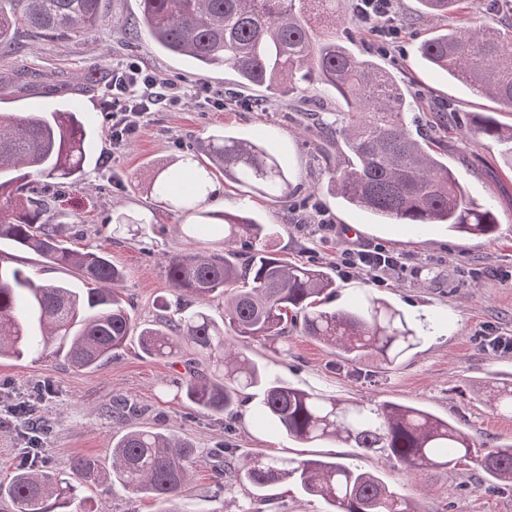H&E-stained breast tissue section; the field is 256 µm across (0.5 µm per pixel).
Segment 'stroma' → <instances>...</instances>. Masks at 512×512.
Segmentation results:
<instances>
[{
    "label": "stroma",
    "instance_id": "stroma-1",
    "mask_svg": "<svg viewBox=\"0 0 512 512\" xmlns=\"http://www.w3.org/2000/svg\"><path fill=\"white\" fill-rule=\"evenodd\" d=\"M105 3L120 23L104 32L72 40L15 37L13 54L0 59V112H46L75 104L97 116L91 163L62 191L48 195L44 219L57 225L69 246L106 252L123 267L137 327L159 320L154 300L170 290L162 263L182 250L183 227L194 221L193 215L154 205L146 186L163 164L199 147L213 131L232 130L266 144L287 168L292 192L288 201L275 202L244 193L218 175L212 181L213 207L244 208L263 223L279 225L270 249L291 263L332 271L345 247L386 246L400 261L389 271L386 286L374 285L364 274L337 277L329 307L358 303L371 294L431 326L421 347L387 369L371 359L343 361L334 349L293 331L273 342L251 343L246 354L315 394L424 408L451 419L479 446L512 441V416L496 414L486 402L499 383L512 381V351L487 348L476 339L483 331L512 336V171L504 166L498 145L475 146L464 137L472 115L488 113L512 125V112L430 69L415 53L417 43L432 33L467 25L480 0H469L467 10L448 16L422 12L418 0H398L402 38L381 61L409 94L421 97L423 109L416 117L434 140L447 145L444 161L460 174L468 194L494 206L498 229L479 238L460 237L443 225L377 224L344 206L318 152L315 113L301 111L299 100L289 98L275 99L261 111L245 108L251 92L237 86L233 72H201L159 53L149 41H135L127 24L139 15V0ZM132 62L178 83L185 97L149 114L138 134L117 146L108 88L113 70ZM202 87L211 104L197 103ZM443 104L450 108L444 127L434 121ZM119 212L145 217L141 234L114 235ZM323 212L333 222L331 229L319 223ZM190 360L187 353L148 357L134 335L109 363L93 370L75 369L52 356L1 359L0 482H9L20 466L31 424L45 430L47 473L69 477L74 460L85 455L110 468L117 431L112 403L126 398L136 405L128 426L164 429L188 439L198 452L184 491L191 512H327L322 499L303 496L290 483L262 495L231 479L216 483L212 455L224 446L242 454L326 460L348 458L353 451L334 442L309 447L288 440L258 425L248 412L226 425L192 407L175 385L186 376ZM22 401L32 405L26 423L6 411ZM361 465L413 499L420 512H512V488L489 490L485 474L471 460L416 477L379 456L362 459ZM83 495L87 512H160L156 501L105 483L85 487Z\"/></svg>",
    "mask_w": 512,
    "mask_h": 512
}]
</instances>
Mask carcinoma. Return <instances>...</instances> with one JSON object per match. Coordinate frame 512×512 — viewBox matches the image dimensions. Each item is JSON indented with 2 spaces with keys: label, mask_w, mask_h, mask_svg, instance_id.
Listing matches in <instances>:
<instances>
[{
  "label": "carcinoma",
  "mask_w": 512,
  "mask_h": 512,
  "mask_svg": "<svg viewBox=\"0 0 512 512\" xmlns=\"http://www.w3.org/2000/svg\"><path fill=\"white\" fill-rule=\"evenodd\" d=\"M431 13L457 12L462 0H419ZM133 31L155 46L188 57L203 69L234 71L245 88L259 87L288 97L321 85L336 92L345 109L341 124L327 134L343 140L350 156L328 167L334 193L381 224H446L461 236L489 237L498 219L493 207L472 199L455 172L438 159L428 136L413 134L405 113L413 111L397 77L373 57L356 55L336 33L315 28V13L336 26L344 0H140ZM119 25L103 0H0V57L12 53L21 30L46 38H81ZM416 51L435 69L512 111V24L491 19L454 27L422 40ZM93 117L77 109L0 113V242L30 251L47 268L72 279H36L18 267L0 265V359L16 360L52 350L76 369H96L112 360L134 329L124 294V272L103 252L79 251L43 222L48 189L83 171L95 130ZM468 140L493 141L512 170V128L490 114L471 120ZM208 164L173 170L164 166L147 192L178 211L200 218L186 225L182 252L170 256L163 273L178 318L139 332L144 353L175 355L192 345L212 369L194 371L177 384L194 407L233 419L243 403L267 429L303 444L324 441L378 454L418 476L432 468L454 469L472 459L492 487H512V442L476 447L450 419L391 401L345 403L309 393L258 366L240 346L285 338L292 329L335 349L349 361L372 358L384 366L418 348L430 328L417 325L390 302L368 297L357 306L326 308L336 279L321 266L292 264L269 250L277 225L222 209H201L197 197L212 169L224 179L278 202L291 182L279 159L261 142L215 131L204 144ZM221 230L224 251L191 248L197 236ZM224 297L223 324L208 305ZM492 410L512 414V387L490 394ZM135 411L127 401L112 405L119 425L112 444V484L132 494H150L166 504L161 512H189L182 491L197 462L186 439L156 429L125 428ZM224 468L256 490L295 483L336 512H418L411 499L390 490L354 464L280 457L256 452L238 458L223 448ZM77 480L21 467L0 483V499L16 512H80L82 488L99 481L94 457L73 463Z\"/></svg>",
  "instance_id": "1"
}]
</instances>
